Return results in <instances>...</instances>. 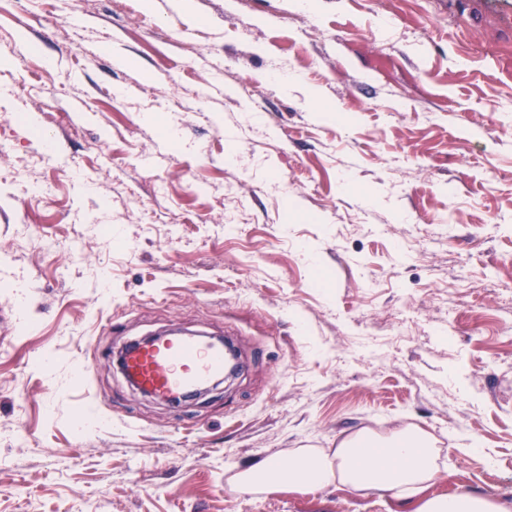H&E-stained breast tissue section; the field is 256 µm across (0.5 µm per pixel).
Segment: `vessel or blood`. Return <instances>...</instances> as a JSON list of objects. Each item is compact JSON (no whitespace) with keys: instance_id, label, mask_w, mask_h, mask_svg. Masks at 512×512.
I'll use <instances>...</instances> for the list:
<instances>
[{"instance_id":"b4317fda","label":"vessel or blood","mask_w":512,"mask_h":512,"mask_svg":"<svg viewBox=\"0 0 512 512\" xmlns=\"http://www.w3.org/2000/svg\"><path fill=\"white\" fill-rule=\"evenodd\" d=\"M225 345L205 336L160 333L128 343L121 355L127 379L164 400H177L224 375Z\"/></svg>"}]
</instances>
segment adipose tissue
<instances>
[{"label":"adipose tissue","mask_w":512,"mask_h":512,"mask_svg":"<svg viewBox=\"0 0 512 512\" xmlns=\"http://www.w3.org/2000/svg\"><path fill=\"white\" fill-rule=\"evenodd\" d=\"M433 460V449L418 433L400 430L386 440L357 433L342 439L329 458L302 453L286 462L267 458L248 464L237 476V487L251 493L334 481L356 491H390L403 500L434 478ZM414 512H512V504L460 493L422 501Z\"/></svg>","instance_id":"adipose-tissue-1"}]
</instances>
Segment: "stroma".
<instances>
[{"instance_id":"obj_1","label":"stroma","mask_w":512,"mask_h":512,"mask_svg":"<svg viewBox=\"0 0 512 512\" xmlns=\"http://www.w3.org/2000/svg\"><path fill=\"white\" fill-rule=\"evenodd\" d=\"M179 2L0 0V512H403L235 488L403 428L512 502V0ZM173 324L243 371L141 393Z\"/></svg>"}]
</instances>
